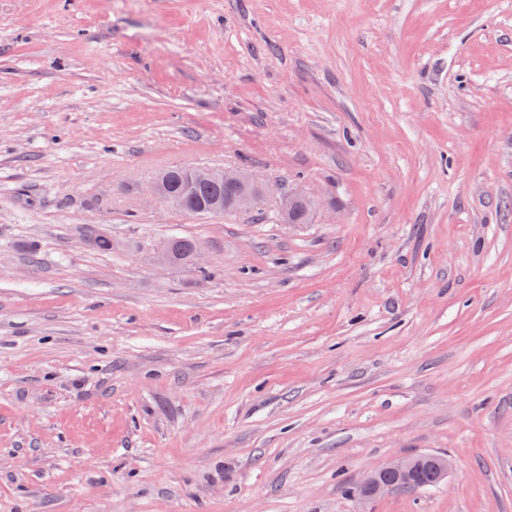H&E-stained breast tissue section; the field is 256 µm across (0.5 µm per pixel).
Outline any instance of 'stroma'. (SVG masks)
I'll return each mask as SVG.
<instances>
[{
	"label": "stroma",
	"mask_w": 512,
	"mask_h": 512,
	"mask_svg": "<svg viewBox=\"0 0 512 512\" xmlns=\"http://www.w3.org/2000/svg\"><path fill=\"white\" fill-rule=\"evenodd\" d=\"M0 512H512V0H0ZM173 173L170 189L185 201L186 213L206 216L217 213V205L223 212L233 210L230 201V186L235 194V210L247 211L253 207L258 194V186L254 175L236 168H201L187 172L189 177L199 182L220 183L213 185L190 182L183 168H171ZM416 457H397L388 460L368 472L360 484L366 497L380 495L393 487H410L417 475Z\"/></svg>",
	"instance_id": "35a3bbf8"
}]
</instances>
